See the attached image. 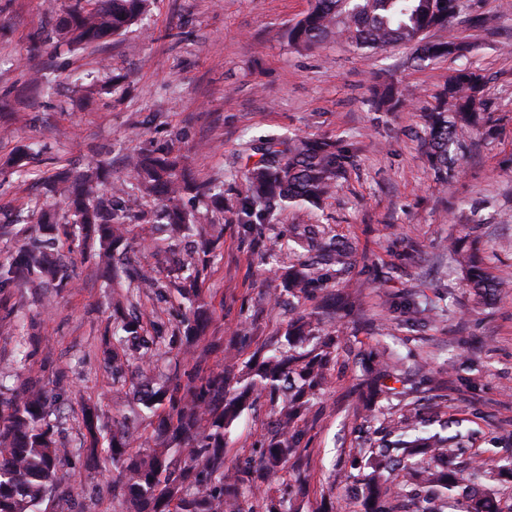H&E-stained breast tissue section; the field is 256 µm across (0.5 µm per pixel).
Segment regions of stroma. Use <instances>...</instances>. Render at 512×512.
<instances>
[{
    "mask_svg": "<svg viewBox=\"0 0 512 512\" xmlns=\"http://www.w3.org/2000/svg\"><path fill=\"white\" fill-rule=\"evenodd\" d=\"M68 0H0V260L16 254L36 224L19 218L53 201L50 181L65 167L106 160L127 180L126 156L139 148L172 149L198 181L224 188V236L202 273L213 310L207 333L232 343L247 337L240 362L283 337L296 312L333 294L336 312L321 326L342 351L315 400L299 444L306 483L290 512H363L365 470L350 461L379 444L399 400L364 407L357 385L383 361H398L426 428L472 435L465 457L494 467L512 456V0H460V15L431 39L462 43L455 57L416 61L409 45L380 52L331 39L299 50L288 29L310 0H151L141 25L96 47L57 45L53 19ZM483 26H471L473 17ZM482 70L489 133L466 138L447 182L429 167L420 114L449 75ZM406 105L377 112L368 103L385 80ZM101 89L84 100L81 85ZM332 138L353 162L320 205L277 207L248 228L241 207L244 174L272 140ZM30 154L33 180L7 164ZM508 282L486 305L466 288L446 246L460 229ZM353 246L347 272L319 265L320 293L282 294L281 266L306 260L308 238ZM276 240L285 252L261 258ZM67 288L52 293L29 282L0 291V381L24 371L13 362L19 323L33 338L31 362L51 397L49 420L71 448L63 468L71 494L41 512H126L107 462L87 463L82 406L104 423L127 411L114 393L105 357L111 344L110 287L91 255L66 261ZM271 425L259 400L227 435V459L256 457Z\"/></svg>",
    "mask_w": 512,
    "mask_h": 512,
    "instance_id": "1",
    "label": "stroma"
}]
</instances>
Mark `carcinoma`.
I'll return each instance as SVG.
<instances>
[{
	"mask_svg": "<svg viewBox=\"0 0 512 512\" xmlns=\"http://www.w3.org/2000/svg\"><path fill=\"white\" fill-rule=\"evenodd\" d=\"M147 2L74 0L56 22L54 38L75 48L96 46L142 21ZM458 10L459 0H313L307 14L288 29L287 38L290 44L305 49L319 47L331 38L356 49L414 44L419 61L449 58L460 54L463 45L432 41L429 33L447 26ZM485 86L486 76L481 70H460L448 79L435 105L422 115L427 157L439 182L448 181L464 139L480 132L485 124ZM371 105L377 112H395L402 107L403 98L398 88L388 83L373 92ZM352 157L351 150L330 139H295L285 151L269 146L246 173L248 195L242 204L246 223L262 219L263 213L286 200L319 203L345 175ZM128 168L130 179L142 194L159 195L164 200L158 211L138 216L141 230L151 235L155 225L162 224L174 236L190 224H200L216 236L222 235L224 228L214 211L185 210V195L199 194L203 187L189 177L180 155L171 150L141 151L129 156ZM105 177L106 170L98 163L76 173L58 172L55 182L69 208V218L59 221L39 214L42 235L27 243L20 259L0 262V290L32 280L64 288L67 282L59 275L56 245L63 241L70 249L82 251L96 243L98 264L112 278L124 280L126 298L134 300L144 290L161 294L174 288L188 302L169 336L159 328L148 338L140 319L122 320L112 331V370L121 369L120 351L129 345L139 349L148 365L153 364L161 342L186 357L202 360L203 354L197 349L206 335L211 311L201 295L197 274L190 265L178 263L163 280L129 262L114 264L118 249L132 248L128 238L132 218L116 200L123 188L109 194L100 191ZM466 265V285L482 299L503 287V281L488 270L479 252H471ZM283 279L286 291L297 296L311 293L318 283L311 268L300 261L288 264ZM310 340L315 341L312 348L296 350ZM337 350L336 337L319 334V319L310 313L288 325L286 346L269 349V354L247 366L243 375L236 374L231 364L219 370L198 364L182 378L145 388L135 414L142 419H158L154 445L134 455L130 451L134 434L125 429L114 431L108 448L112 482L121 487L133 512H288V489L274 499L265 495L263 486L288 471L311 402L327 384ZM397 376L390 362L373 369L362 383L361 398L366 406L389 393L388 382ZM261 396L271 403L276 435L261 448L258 459L229 466L226 433L247 403ZM48 406L49 394L37 376L30 374L11 387L0 382V512H34L47 497L68 496V487L58 482L57 473L71 451L54 439L53 426L46 421ZM416 420V410L405 406L386 426L388 435L396 440L369 448L364 454L378 459L400 451L413 485L433 489L427 506L416 512H445L453 507L445 492L459 486V469L470 470L474 477H489L491 472L478 462L456 465L464 447L459 434L411 437ZM83 427L88 460L93 461L103 424L91 404L84 406ZM410 496L405 486L395 487L374 476L365 487V512H395L393 501ZM465 512L502 510L493 499L472 489Z\"/></svg>",
	"mask_w": 512,
	"mask_h": 512,
	"instance_id": "carcinoma-1",
	"label": "carcinoma"
}]
</instances>
